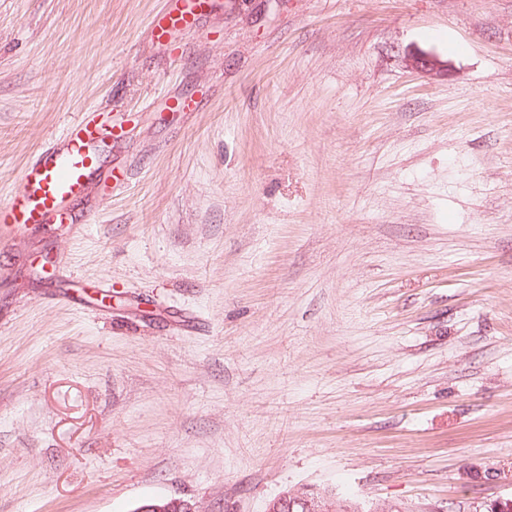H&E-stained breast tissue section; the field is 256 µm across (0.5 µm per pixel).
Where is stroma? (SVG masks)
Returning a JSON list of instances; mask_svg holds the SVG:
<instances>
[{
    "label": "stroma",
    "instance_id": "stroma-1",
    "mask_svg": "<svg viewBox=\"0 0 512 512\" xmlns=\"http://www.w3.org/2000/svg\"><path fill=\"white\" fill-rule=\"evenodd\" d=\"M162 7L0 0V204L89 108L132 172L0 242V512H493L512 0H214L167 45ZM266 512H407L397 504L373 506L368 510L358 502L343 499L335 492L298 488L270 500ZM134 512H198L196 507L181 498H166L139 506Z\"/></svg>",
    "mask_w": 512,
    "mask_h": 512
}]
</instances>
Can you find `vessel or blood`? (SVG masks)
I'll list each match as a JSON object with an SVG mask.
<instances>
[{
    "mask_svg": "<svg viewBox=\"0 0 512 512\" xmlns=\"http://www.w3.org/2000/svg\"><path fill=\"white\" fill-rule=\"evenodd\" d=\"M205 6L206 0H166L165 11L153 22L154 40L166 42L172 30L193 27ZM106 139L126 142L124 125L93 111L68 124L61 137L25 166L19 189L0 205V230L71 223L73 203L86 196L98 178L96 150Z\"/></svg>",
    "mask_w": 512,
    "mask_h": 512,
    "instance_id": "vessel-or-blood-1",
    "label": "vessel or blood"
}]
</instances>
